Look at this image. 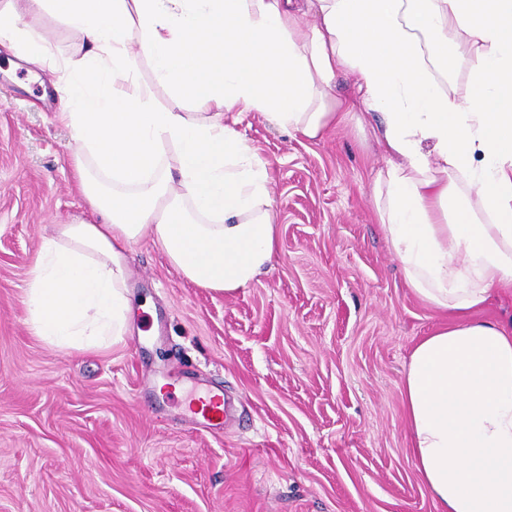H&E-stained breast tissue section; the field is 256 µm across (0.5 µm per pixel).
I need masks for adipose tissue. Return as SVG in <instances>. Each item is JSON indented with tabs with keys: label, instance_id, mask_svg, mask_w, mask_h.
I'll return each instance as SVG.
<instances>
[{
	"label": "adipose tissue",
	"instance_id": "adipose-tissue-1",
	"mask_svg": "<svg viewBox=\"0 0 512 512\" xmlns=\"http://www.w3.org/2000/svg\"><path fill=\"white\" fill-rule=\"evenodd\" d=\"M27 11L55 13L86 48L59 63L55 90L97 172L83 184L90 219L40 244L34 335L121 342L125 250L146 237L198 287L247 286L277 257L278 215L267 164L227 114L242 106L314 140L364 107L386 159L380 227L406 287L445 317L402 382L416 468L437 512H512V322L472 317L512 291V0H0V44L38 65L48 47ZM465 54L472 89L457 98L433 71ZM143 62L191 111L157 106ZM346 72L356 91L329 98Z\"/></svg>",
	"mask_w": 512,
	"mask_h": 512
}]
</instances>
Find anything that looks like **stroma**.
<instances>
[{"mask_svg": "<svg viewBox=\"0 0 512 512\" xmlns=\"http://www.w3.org/2000/svg\"><path fill=\"white\" fill-rule=\"evenodd\" d=\"M25 21L54 58L82 56L59 17ZM55 79L0 47V512H435L401 386L437 318L376 220L374 119L310 141L238 113L271 173L272 268L227 296L138 240L127 285L151 312L121 343L60 349L26 292L42 239L89 216ZM206 392L215 426L189 409Z\"/></svg>", "mask_w": 512, "mask_h": 512, "instance_id": "stroma-1", "label": "stroma"}]
</instances>
